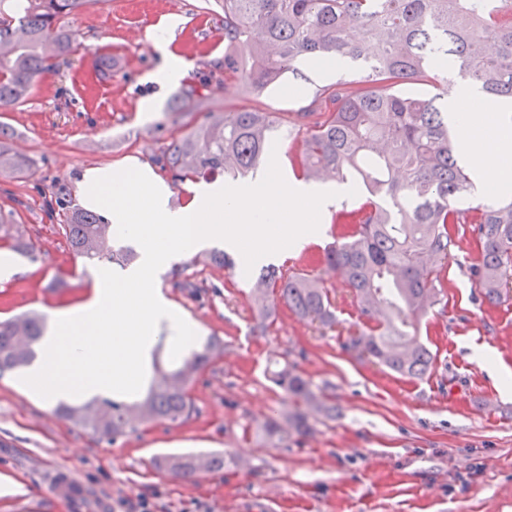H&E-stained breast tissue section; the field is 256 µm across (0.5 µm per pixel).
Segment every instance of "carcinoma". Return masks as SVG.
<instances>
[{"label":"carcinoma","mask_w":512,"mask_h":512,"mask_svg":"<svg viewBox=\"0 0 512 512\" xmlns=\"http://www.w3.org/2000/svg\"><path fill=\"white\" fill-rule=\"evenodd\" d=\"M93 0H0V110L23 104L39 78L56 71L71 50L62 29L67 17ZM224 78L241 76L256 93L297 73L302 58L336 54L363 64V77L322 90L289 113L301 144L291 161L310 182L324 171L339 184H354L362 203L330 211L328 246L320 264L343 274L363 328L344 343L403 376L420 378L435 360L417 339L421 320L444 297L455 232L470 230L479 262L470 275L491 304L512 290V200L488 199L475 206V174L465 163L459 125L449 128L439 101L448 95L447 75L457 74L495 103L512 102V0H222ZM247 48V63L238 57ZM212 76L186 84L175 98L206 112L205 120L174 138L156 164L176 182L245 176L270 148L279 118L240 108L209 111ZM427 84L425 98L395 88ZM0 123V174L29 169L27 157L9 147ZM60 228L72 251L95 264L127 265L130 248L113 249L105 219L59 202ZM10 248L35 255L36 242L13 224H0ZM255 301L280 302L301 319L336 324L328 291L305 274L272 264L261 268ZM44 317L36 312L0 322V377L30 362L23 345H38ZM215 355L208 344L175 370L153 362L155 379L136 402L95 396L80 406L61 402L56 413L109 444L155 422L180 425L198 412L189 393L194 374ZM288 410L269 418L268 440L305 437L319 418L336 412L310 380L288 364L272 372ZM231 455L170 454L158 467L189 480L201 470L234 466Z\"/></svg>","instance_id":"obj_1"}]
</instances>
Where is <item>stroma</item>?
Returning <instances> with one entry per match:
<instances>
[{"label": "stroma", "mask_w": 512, "mask_h": 512, "mask_svg": "<svg viewBox=\"0 0 512 512\" xmlns=\"http://www.w3.org/2000/svg\"><path fill=\"white\" fill-rule=\"evenodd\" d=\"M111 0L69 17L73 51L56 73L40 78L24 104L0 111V122L24 142L30 171L0 177V217L25 237L52 243L31 260L11 254L14 275L0 280V321L36 310L55 318L90 291L98 268L75 256L49 217L47 201L63 193L85 207L81 177L97 167L152 170L171 195L191 199L198 183H172L152 157L170 142L179 115L171 103L180 87L156 78V47L138 49L130 26L142 33L168 21L169 52L188 65L184 80L209 74L219 95L212 108L250 107L294 112L318 89L337 80H357L356 68L321 70L297 63V76L282 78L262 94L240 78L224 77L223 11L218 0ZM109 55L100 75L94 53ZM203 250L168 260L157 285L180 313L198 326L196 350L207 341L222 357L196 374L190 391L198 416L172 426L157 423L115 444L99 441L57 415L56 399H44L19 376L0 378V512H28L40 500L43 512H124L123 503L153 495L157 512H241L248 500L275 494L276 512H512V294L498 304L483 300L470 266L479 251L461 236L452 251L444 303L422 322L421 341L435 355L432 369L410 379L360 360L344 343L360 319L349 289L336 275L324 286L338 323L327 328L278 306L269 335L255 327L263 319L252 284L240 269L204 265ZM206 281L188 296L178 284ZM290 362L336 406L303 439L268 444L261 433L267 416L282 407V392L268 378L272 361ZM230 453L248 467L210 473L202 481L174 479L154 465L156 456L186 452ZM72 475L85 491L64 504L55 485Z\"/></svg>", "instance_id": "stroma-1"}]
</instances>
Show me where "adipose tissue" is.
I'll use <instances>...</instances> for the list:
<instances>
[{"mask_svg":"<svg viewBox=\"0 0 512 512\" xmlns=\"http://www.w3.org/2000/svg\"><path fill=\"white\" fill-rule=\"evenodd\" d=\"M448 109L457 112L465 141V157L478 173V191L494 195L512 189V178L506 174L512 166V131L503 129L489 135L490 102L477 90L448 89Z\"/></svg>","mask_w":512,"mask_h":512,"instance_id":"obj_1","label":"adipose tissue"}]
</instances>
